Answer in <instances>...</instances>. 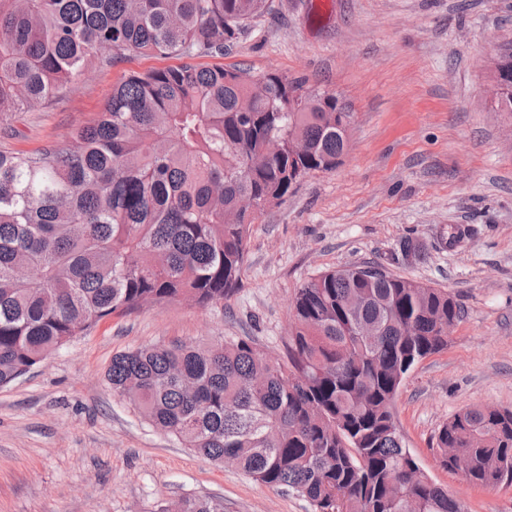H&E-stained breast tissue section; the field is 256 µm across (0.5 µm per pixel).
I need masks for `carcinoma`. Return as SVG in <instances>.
Returning <instances> with one entry per match:
<instances>
[{"label":"carcinoma","instance_id":"obj_1","mask_svg":"<svg viewBox=\"0 0 512 512\" xmlns=\"http://www.w3.org/2000/svg\"><path fill=\"white\" fill-rule=\"evenodd\" d=\"M268 0H0V121L79 78L107 51L176 55L134 73L69 143L0 150V386L99 321L176 301L224 304L250 224L299 178L336 168L350 113L295 111L301 81L220 57ZM497 108L512 112V45ZM304 156L288 154L292 136ZM256 201L246 215L240 201ZM287 361L252 340L155 345L112 357L106 379L153 427L204 458L306 499L312 512H462L421 470L395 420L407 374L448 348L460 307L441 288L359 266L303 282ZM441 465L512 484V411L473 407L436 435ZM454 456L448 457V449ZM182 512H224L185 498Z\"/></svg>","mask_w":512,"mask_h":512}]
</instances>
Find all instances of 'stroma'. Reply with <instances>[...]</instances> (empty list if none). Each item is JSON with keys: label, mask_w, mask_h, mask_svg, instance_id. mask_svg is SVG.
<instances>
[{"label": "stroma", "mask_w": 512, "mask_h": 512, "mask_svg": "<svg viewBox=\"0 0 512 512\" xmlns=\"http://www.w3.org/2000/svg\"><path fill=\"white\" fill-rule=\"evenodd\" d=\"M272 0L206 67L301 79L351 112L350 147L248 234L246 269L224 305L188 302L115 315L0 386V512H155L185 497L224 512H311L297 495L182 448L113 393L114 355L153 344L250 336L285 359L297 288L372 262L450 292L462 308L446 350L419 362L396 401L421 468L464 512H512V485L475 486L444 469L435 436L475 406L512 411V113L496 109L493 59L512 43V0ZM171 57L114 54L73 85L0 124V149L71 140L124 76ZM463 236L448 246L443 236ZM423 262L402 261L405 237Z\"/></svg>", "instance_id": "1"}]
</instances>
